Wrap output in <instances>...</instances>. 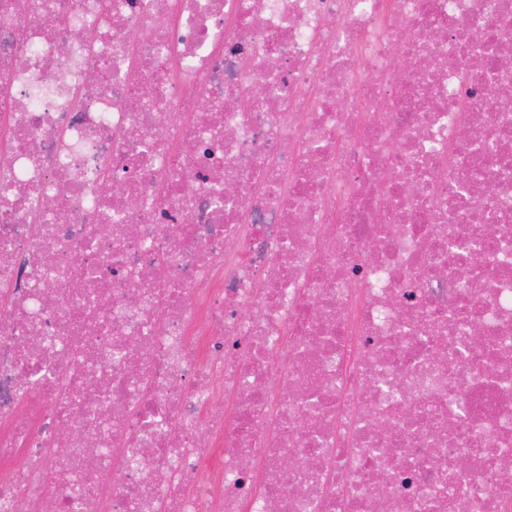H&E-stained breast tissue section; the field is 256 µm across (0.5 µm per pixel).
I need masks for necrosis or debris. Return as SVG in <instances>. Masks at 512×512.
<instances>
[{"label": "necrosis or debris", "instance_id": "4bbe7bcc", "mask_svg": "<svg viewBox=\"0 0 512 512\" xmlns=\"http://www.w3.org/2000/svg\"><path fill=\"white\" fill-rule=\"evenodd\" d=\"M508 47L512 0H0V512H512Z\"/></svg>", "mask_w": 512, "mask_h": 512}]
</instances>
